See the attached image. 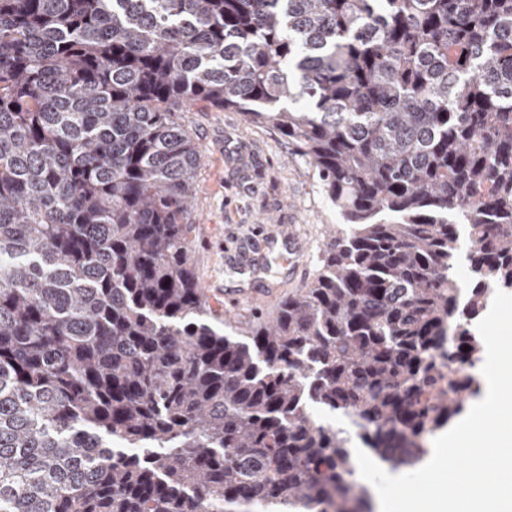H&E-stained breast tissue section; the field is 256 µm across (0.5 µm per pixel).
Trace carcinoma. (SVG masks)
Masks as SVG:
<instances>
[{
	"mask_svg": "<svg viewBox=\"0 0 512 512\" xmlns=\"http://www.w3.org/2000/svg\"><path fill=\"white\" fill-rule=\"evenodd\" d=\"M197 100L277 128L343 219L271 319L196 272ZM491 285L512 0H0V512H373L313 408L417 462L476 393Z\"/></svg>",
	"mask_w": 512,
	"mask_h": 512,
	"instance_id": "obj_1",
	"label": "carcinoma"
}]
</instances>
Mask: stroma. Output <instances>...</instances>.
Returning a JSON list of instances; mask_svg holds the SVG:
<instances>
[{"label":"stroma","instance_id":"1","mask_svg":"<svg viewBox=\"0 0 512 512\" xmlns=\"http://www.w3.org/2000/svg\"><path fill=\"white\" fill-rule=\"evenodd\" d=\"M182 120L202 153L188 221L195 226L192 255L208 302L224 313L225 289L240 283L236 266L251 263L260 285L276 293L262 305L273 312L278 299L313 279L331 240L328 227L340 217L306 159L274 127L204 102L192 105ZM268 233L299 238V257L282 245L257 250Z\"/></svg>","mask_w":512,"mask_h":512}]
</instances>
